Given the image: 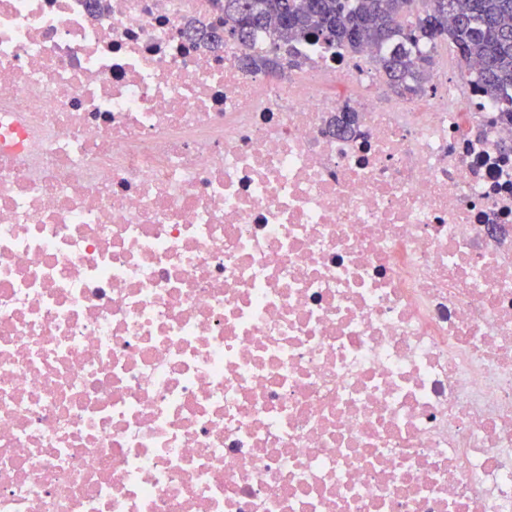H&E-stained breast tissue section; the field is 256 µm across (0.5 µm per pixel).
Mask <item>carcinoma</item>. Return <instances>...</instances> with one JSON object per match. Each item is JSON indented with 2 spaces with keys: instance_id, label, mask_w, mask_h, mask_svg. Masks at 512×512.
<instances>
[{
  "instance_id": "1",
  "label": "carcinoma",
  "mask_w": 512,
  "mask_h": 512,
  "mask_svg": "<svg viewBox=\"0 0 512 512\" xmlns=\"http://www.w3.org/2000/svg\"><path fill=\"white\" fill-rule=\"evenodd\" d=\"M224 15V31L249 44L267 33L273 43L313 41L361 53L370 44L375 70L399 95L425 93L433 59L417 49L450 44L465 63L480 66L478 86L491 98L512 89V0H213ZM192 36L221 45L227 37L195 29ZM285 58L272 51L246 55V70L276 72Z\"/></svg>"
}]
</instances>
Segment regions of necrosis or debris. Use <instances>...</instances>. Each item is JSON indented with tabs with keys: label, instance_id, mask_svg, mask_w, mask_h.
Here are the masks:
<instances>
[{
	"label": "necrosis or debris",
	"instance_id": "4bbe7bcc",
	"mask_svg": "<svg viewBox=\"0 0 512 512\" xmlns=\"http://www.w3.org/2000/svg\"><path fill=\"white\" fill-rule=\"evenodd\" d=\"M191 21L0 0V512H512V95ZM284 61L288 66L292 63L276 54L275 51H271L266 55H246L240 60L241 67L246 70H264L267 72H277L284 68Z\"/></svg>",
	"mask_w": 512,
	"mask_h": 512
}]
</instances>
